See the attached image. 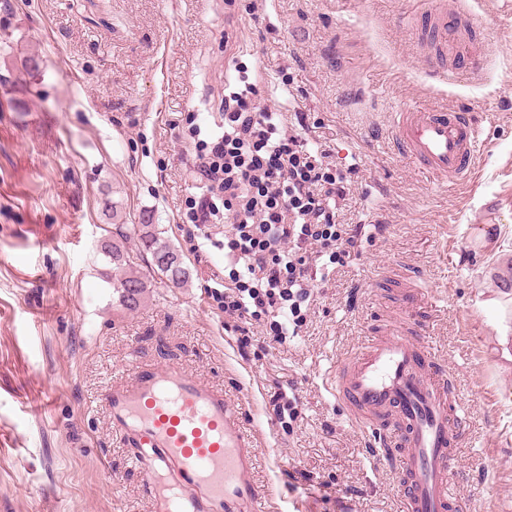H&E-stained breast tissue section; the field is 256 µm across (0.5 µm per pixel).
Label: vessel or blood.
<instances>
[{
    "instance_id": "1",
    "label": "vessel or blood",
    "mask_w": 512,
    "mask_h": 512,
    "mask_svg": "<svg viewBox=\"0 0 512 512\" xmlns=\"http://www.w3.org/2000/svg\"><path fill=\"white\" fill-rule=\"evenodd\" d=\"M425 37L437 52L448 25L434 16ZM393 144L423 172L446 181L470 177L479 131L444 107L396 113ZM336 397L359 422H379L401 462L403 512H452L454 446L459 424L442 363L407 331L351 354L336 374ZM108 421L137 462L151 512H269L257 478L256 432L227 392L183 367L130 362L128 376L105 394Z\"/></svg>"
}]
</instances>
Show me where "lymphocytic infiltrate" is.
Returning <instances> with one entry per match:
<instances>
[{"label":"lymphocytic infiltrate","instance_id":"lymphocytic-infiltrate-1","mask_svg":"<svg viewBox=\"0 0 512 512\" xmlns=\"http://www.w3.org/2000/svg\"><path fill=\"white\" fill-rule=\"evenodd\" d=\"M259 97L258 84L244 75L225 93L219 131L193 157L199 195L186 214L203 239L212 226L224 227L230 271L210 296L239 320L244 352L255 328H268L279 342L300 331L316 281H328L355 245L339 220L355 166L339 164L325 146L309 147Z\"/></svg>","mask_w":512,"mask_h":512}]
</instances>
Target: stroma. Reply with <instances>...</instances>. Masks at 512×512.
Wrapping results in <instances>:
<instances>
[{"instance_id": "1", "label": "stroma", "mask_w": 512, "mask_h": 512, "mask_svg": "<svg viewBox=\"0 0 512 512\" xmlns=\"http://www.w3.org/2000/svg\"><path fill=\"white\" fill-rule=\"evenodd\" d=\"M454 33L453 70L427 72L428 11ZM484 55L480 72L471 59ZM37 70L24 69L27 56ZM261 106L304 120L357 165L342 223L352 257L319 283L311 322L241 352L210 291L214 241L190 251L197 195L183 131L209 137L237 67ZM469 113L483 143L466 182H436L391 145L401 108ZM148 214L183 255L186 287L154 280L130 311L104 275L107 203ZM512 268V5L507 0H0V512H150L135 449L103 395L131 359L222 387L276 456L259 455L271 512H401L400 461L343 409L337 367L403 318L411 285L421 342L460 405V512H512V349L500 346L499 277ZM302 407L278 422L268 401ZM268 405L270 411L278 420L286 419L287 416L290 422H295L301 416L297 398L295 395L292 398L288 397V393L284 388H279L278 391H274L270 395Z\"/></svg>"}]
</instances>
